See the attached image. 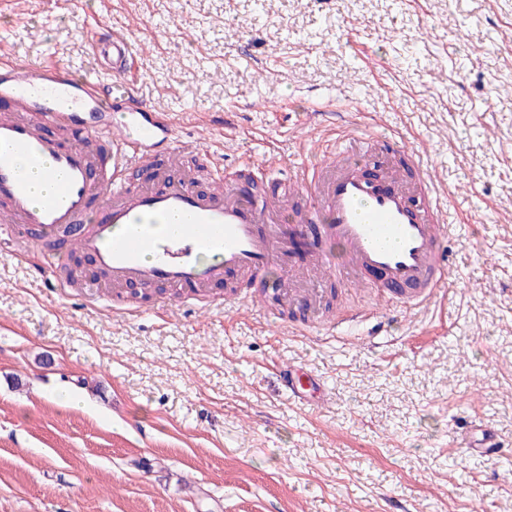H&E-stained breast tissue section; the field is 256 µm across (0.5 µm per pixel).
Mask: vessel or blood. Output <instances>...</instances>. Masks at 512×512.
<instances>
[{
	"mask_svg": "<svg viewBox=\"0 0 512 512\" xmlns=\"http://www.w3.org/2000/svg\"><path fill=\"white\" fill-rule=\"evenodd\" d=\"M94 47L121 77L123 104L113 110L95 83L49 62L0 71V225L15 227L16 251L38 248L47 262L39 274L53 287L63 282L53 261L54 244L68 233V246L90 258L86 301H98L101 280L118 287L173 288L178 302L206 297L217 282L242 274L262 281L279 270L295 328L318 312L312 296L295 286V247L312 260L309 269L343 285L375 276L382 300L414 309L430 303L452 267L443 243L439 196L418 154L407 167L390 165L366 175L358 156L364 139L349 134L338 158L296 167L290 174L303 209L285 216L287 200L254 186L197 188L184 173L159 171V154L182 152L166 113L140 101L128 75L133 48L124 32L107 31ZM149 173L136 187L126 175ZM49 185L34 200L30 173ZM343 254L333 261L328 243ZM280 390L296 403L325 398L323 382L305 369L278 366ZM471 455H512L481 419L459 428Z\"/></svg>",
	"mask_w": 512,
	"mask_h": 512,
	"instance_id": "1",
	"label": "vessel or blood"
}]
</instances>
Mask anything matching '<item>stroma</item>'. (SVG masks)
I'll list each match as a JSON object with an SVG mask.
<instances>
[{"instance_id":"35a3bbf8","label":"stroma","mask_w":512,"mask_h":512,"mask_svg":"<svg viewBox=\"0 0 512 512\" xmlns=\"http://www.w3.org/2000/svg\"><path fill=\"white\" fill-rule=\"evenodd\" d=\"M98 22L127 28L137 96L200 142L198 187L319 162L352 123L369 162H407L385 136L419 151L453 268L417 310L338 290L297 335L274 276L252 309L225 282L200 309L162 285L91 305L40 278V250L0 244V512H512V458L457 433L476 413L512 442V0H0V60L109 88ZM316 109L339 124L316 131ZM352 309L387 335L332 323ZM277 364L328 402L290 401Z\"/></svg>"}]
</instances>
